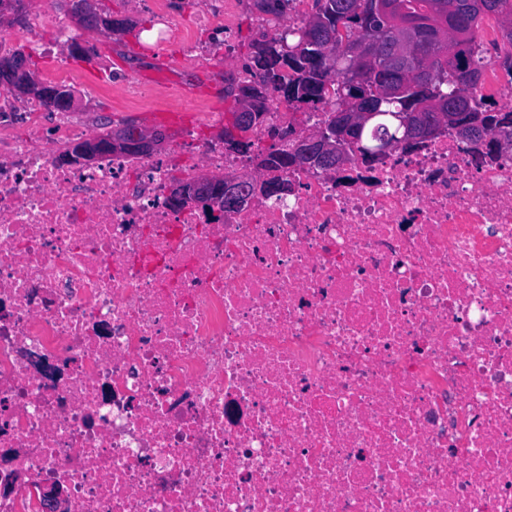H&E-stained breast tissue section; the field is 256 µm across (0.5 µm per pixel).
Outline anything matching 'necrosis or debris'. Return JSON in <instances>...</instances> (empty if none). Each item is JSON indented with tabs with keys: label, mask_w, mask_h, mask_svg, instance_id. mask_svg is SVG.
Returning a JSON list of instances; mask_svg holds the SVG:
<instances>
[{
	"label": "necrosis or debris",
	"mask_w": 512,
	"mask_h": 512,
	"mask_svg": "<svg viewBox=\"0 0 512 512\" xmlns=\"http://www.w3.org/2000/svg\"><path fill=\"white\" fill-rule=\"evenodd\" d=\"M23 15L0 56L52 28L44 78L77 84L55 0ZM324 118L277 99L251 154L85 167L89 123L0 86V512H512L511 143L293 166L218 221L170 202Z\"/></svg>",
	"instance_id": "obj_1"
}]
</instances>
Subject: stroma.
Wrapping results in <instances>:
<instances>
[{"instance_id":"obj_1","label":"stroma","mask_w":512,"mask_h":512,"mask_svg":"<svg viewBox=\"0 0 512 512\" xmlns=\"http://www.w3.org/2000/svg\"><path fill=\"white\" fill-rule=\"evenodd\" d=\"M99 7L112 16L129 19L131 32L111 35L104 31L76 29L78 42L89 48V60L77 63L84 79L75 91L76 111L87 113L89 120L102 123L103 134H111L126 122L141 128L162 130L167 141H174L178 133L167 122L163 111L147 105L135 108L121 95L126 79L146 82L157 93L200 86V93L185 94L180 103L181 124L194 127L200 121L199 113L211 96V87L224 79V41L208 35L211 48L207 58L185 64L182 47L176 43L155 46L152 35V16L140 7L138 0H99Z\"/></svg>"}]
</instances>
